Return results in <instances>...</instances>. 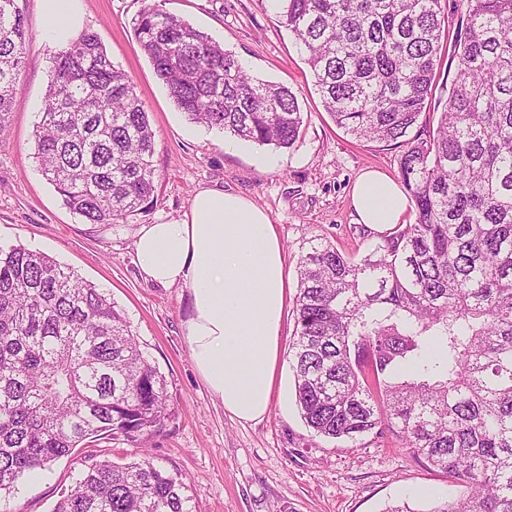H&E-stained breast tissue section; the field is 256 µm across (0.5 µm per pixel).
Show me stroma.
I'll return each mask as SVG.
<instances>
[{
  "mask_svg": "<svg viewBox=\"0 0 512 512\" xmlns=\"http://www.w3.org/2000/svg\"><path fill=\"white\" fill-rule=\"evenodd\" d=\"M83 4L86 29L98 34L113 63L132 79L149 114L161 188L142 213L120 224L86 223L63 204L33 158L55 46L44 34L36 0H19L27 41L10 126L0 136V247L20 244L54 258L124 312L167 386L171 417L148 454L182 474L191 512H384L404 503L413 512H430L458 498L461 486L396 436L324 438L304 424L295 401L289 359L301 248L316 238L358 257L373 248L379 235L355 223L351 188L369 168L398 177L396 152L336 126L311 88L312 73L295 38L278 23L273 0H161V6L232 52L252 77L300 91L305 131L290 149L225 136L191 123L176 108L134 38L131 20L142 0ZM201 187L249 198L266 210L286 253L290 276L277 388L268 414L257 422L226 413L197 372L183 335L186 290L147 281L135 263L137 228L180 219ZM89 450L116 461L135 455L126 442L100 436L90 449H76L26 476L0 498V512H52Z\"/></svg>",
  "mask_w": 512,
  "mask_h": 512,
  "instance_id": "1",
  "label": "stroma"
}]
</instances>
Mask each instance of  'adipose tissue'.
<instances>
[{"mask_svg": "<svg viewBox=\"0 0 512 512\" xmlns=\"http://www.w3.org/2000/svg\"><path fill=\"white\" fill-rule=\"evenodd\" d=\"M47 37L67 46L84 23L83 0H37ZM357 223L383 233L405 221V191L362 172L351 194ZM135 262L147 280L187 289L183 325L193 361L225 412L244 421L269 411L288 289L285 255L269 214L249 199L198 189L173 223L143 224Z\"/></svg>", "mask_w": 512, "mask_h": 512, "instance_id": "adipose-tissue-1", "label": "adipose tissue"}]
</instances>
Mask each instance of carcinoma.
I'll list each match as a JSON object with an SVG mask.
<instances>
[{
    "instance_id": "carcinoma-1",
    "label": "carcinoma",
    "mask_w": 512,
    "mask_h": 512,
    "mask_svg": "<svg viewBox=\"0 0 512 512\" xmlns=\"http://www.w3.org/2000/svg\"><path fill=\"white\" fill-rule=\"evenodd\" d=\"M336 125L399 152L414 221L361 258L308 241L291 369L319 436L386 432L465 493L429 512H512V0H464L457 75L422 118L445 39L442 0H276ZM137 44L188 120L260 146L303 133L298 92L248 75L153 0ZM26 19L0 0V135L24 68ZM35 159L63 204L118 224L160 187L155 132L97 33L50 57ZM165 379L96 285L22 245L0 248V496L101 433L139 449L84 456L53 512H190L179 473L145 451L168 421Z\"/></svg>"
}]
</instances>
